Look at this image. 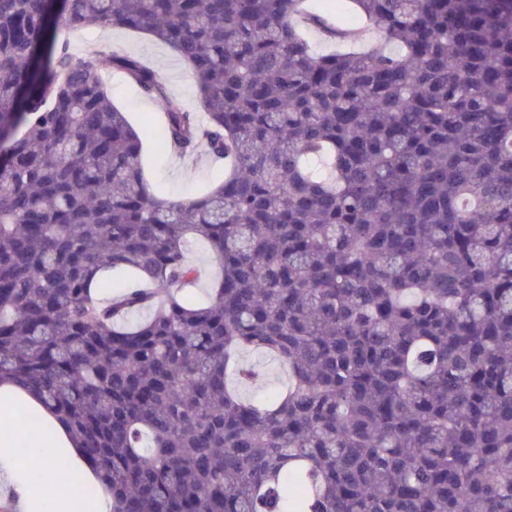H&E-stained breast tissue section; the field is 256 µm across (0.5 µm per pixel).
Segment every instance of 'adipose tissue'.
Instances as JSON below:
<instances>
[{
	"label": "adipose tissue",
	"mask_w": 512,
	"mask_h": 512,
	"mask_svg": "<svg viewBox=\"0 0 512 512\" xmlns=\"http://www.w3.org/2000/svg\"><path fill=\"white\" fill-rule=\"evenodd\" d=\"M24 402L39 412L41 420L51 431L50 442L41 451L42 465L37 477L16 483L20 512H40L45 487L55 484L58 478L57 461L66 458L74 478L84 482L96 480L97 474L84 462L68 430L50 413L44 412L38 398L18 386H0V419L10 417L17 402Z\"/></svg>",
	"instance_id": "1"
}]
</instances>
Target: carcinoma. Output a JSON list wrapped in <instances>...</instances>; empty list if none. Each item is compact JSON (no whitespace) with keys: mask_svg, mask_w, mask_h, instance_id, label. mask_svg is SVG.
<instances>
[{"mask_svg":"<svg viewBox=\"0 0 512 512\" xmlns=\"http://www.w3.org/2000/svg\"><path fill=\"white\" fill-rule=\"evenodd\" d=\"M305 2L0 0V385L110 512H512V0H349L385 45L330 53L297 20L358 33ZM89 27L168 45L199 111L71 53ZM113 69L222 182L151 190ZM192 240L220 268L199 305ZM247 351L287 367L274 398L243 395Z\"/></svg>","mask_w":512,"mask_h":512,"instance_id":"1","label":"carcinoma"}]
</instances>
